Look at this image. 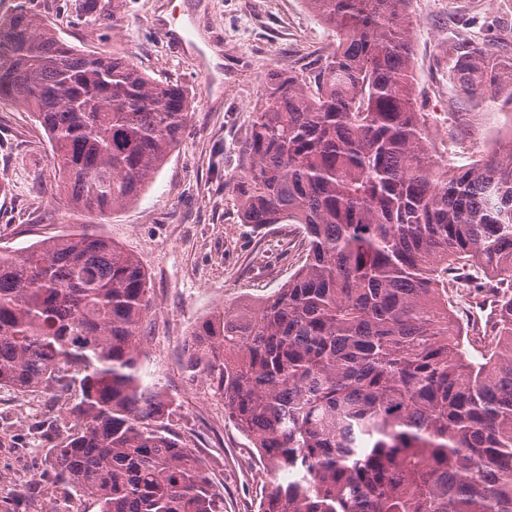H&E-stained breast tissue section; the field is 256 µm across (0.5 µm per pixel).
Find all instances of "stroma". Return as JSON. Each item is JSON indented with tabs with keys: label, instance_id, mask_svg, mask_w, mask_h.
<instances>
[{
	"label": "stroma",
	"instance_id": "obj_1",
	"mask_svg": "<svg viewBox=\"0 0 512 512\" xmlns=\"http://www.w3.org/2000/svg\"><path fill=\"white\" fill-rule=\"evenodd\" d=\"M25 5L83 52L128 57L144 74L182 85L192 115L178 146L124 208L75 207L59 187L48 135L30 112L0 103V250L88 228L132 254L154 308L142 326L144 381L166 396V426L192 448L224 496V512H256L268 489L257 451L227 419L205 374L186 366L195 325L212 312L271 294L305 258L295 224L243 223L230 185L272 72L315 70L336 33L307 0H0V23ZM415 93L431 141L456 164L507 149L488 139L512 126V93H465L450 42H484L512 59V0H411ZM185 30L189 43L167 38ZM78 387L22 396L0 389V431L28 451L0 454V506L9 512H98L49 466L69 432Z\"/></svg>",
	"mask_w": 512,
	"mask_h": 512
}]
</instances>
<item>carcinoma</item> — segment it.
Wrapping results in <instances>:
<instances>
[{
	"mask_svg": "<svg viewBox=\"0 0 512 512\" xmlns=\"http://www.w3.org/2000/svg\"><path fill=\"white\" fill-rule=\"evenodd\" d=\"M336 30L312 76L273 72L234 184L245 224H299L304 263L253 308L206 317L191 365L274 480L257 512H512V148L440 165L413 98L410 0H308ZM470 90L506 65L451 44ZM0 101L33 113L73 204L126 206L180 142L191 102L123 56L67 45L19 8ZM496 289L474 337L454 297ZM138 260L85 231L0 252V389L68 390L50 467L99 512H223L145 384Z\"/></svg>",
	"mask_w": 512,
	"mask_h": 512,
	"instance_id": "cac0c4a2",
	"label": "carcinoma"
}]
</instances>
